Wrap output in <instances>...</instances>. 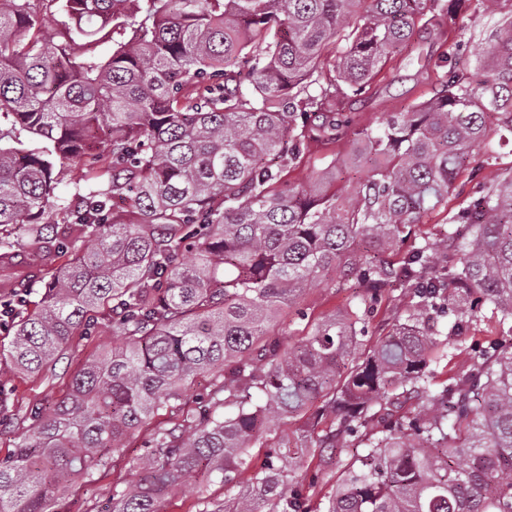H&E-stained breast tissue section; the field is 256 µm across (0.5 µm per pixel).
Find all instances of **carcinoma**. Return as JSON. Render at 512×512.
<instances>
[{"instance_id": "obj_1", "label": "carcinoma", "mask_w": 512, "mask_h": 512, "mask_svg": "<svg viewBox=\"0 0 512 512\" xmlns=\"http://www.w3.org/2000/svg\"><path fill=\"white\" fill-rule=\"evenodd\" d=\"M460 2L0 0V362L38 375L77 336L117 338L63 399L31 407L0 459V512H55L63 480L106 468L163 411L181 419L151 430L112 512H158L191 478L245 472L237 496L197 512H512V174L451 209L454 231L402 248L448 206L488 118L512 135V0H489L501 22L473 61ZM435 24L454 33L436 96L353 127L342 105ZM349 135L345 160L283 179L310 141ZM53 155L84 166L67 201ZM347 167L359 179L331 189ZM332 272L354 276L353 302L283 347L271 329L292 307L308 319L304 293ZM383 305L393 323L375 336ZM482 309L509 340L470 344L432 388L439 336L467 341ZM206 372L213 385L186 400ZM351 446L312 506L290 473Z\"/></svg>"}]
</instances>
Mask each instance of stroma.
Masks as SVG:
<instances>
[{"label":"stroma","mask_w":512,"mask_h":512,"mask_svg":"<svg viewBox=\"0 0 512 512\" xmlns=\"http://www.w3.org/2000/svg\"><path fill=\"white\" fill-rule=\"evenodd\" d=\"M442 40L440 32L414 36L411 44L387 66L382 77L357 102L349 105L354 119L361 126L378 125L390 112L402 110L407 105L426 100L439 90L433 64ZM489 146L480 151L472 167L460 175L451 188L452 203L469 200L478 184H492L512 173V144L500 141L496 132L488 134ZM350 140L327 145L311 142L301 164L288 178L295 183L305 182L325 169L333 156L346 155ZM351 295L350 288L338 287L332 280H324L304 295L302 306L310 319L345 307ZM113 338L103 332L75 339L65 355L57 362L52 373L36 376L10 375L14 397L8 408L0 410V457L7 455L28 424L30 408L40 402L62 397L68 390L74 373L90 356L110 349ZM143 433H135L127 441L122 457L112 459L106 471L96 473L93 479L70 482L65 495L57 502L58 512H112V486L115 483H135L139 478L136 467L143 453ZM222 484L191 481L174 495L157 504L159 512H196L200 497L223 498Z\"/></svg>","instance_id":"obj_1"}]
</instances>
